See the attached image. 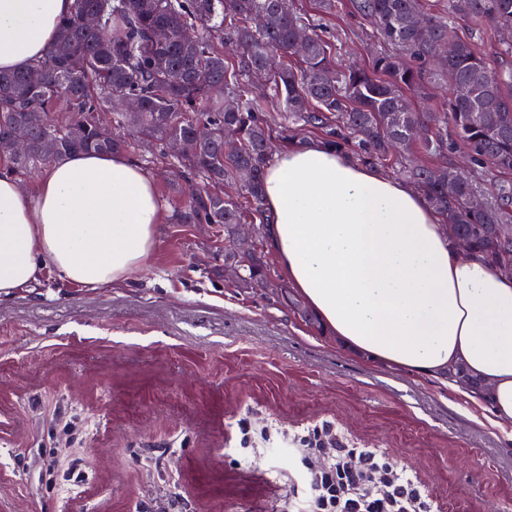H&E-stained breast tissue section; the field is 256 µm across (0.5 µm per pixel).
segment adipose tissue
Instances as JSON below:
<instances>
[{"instance_id":"obj_1","label":"adipose tissue","mask_w":512,"mask_h":512,"mask_svg":"<svg viewBox=\"0 0 512 512\" xmlns=\"http://www.w3.org/2000/svg\"><path fill=\"white\" fill-rule=\"evenodd\" d=\"M72 0H0V69L56 42ZM271 245L324 327L357 350L485 385L512 425V277L459 252L426 197L321 142L276 153L262 185ZM162 208L152 176L123 154L75 153L34 191L0 175V299L51 270L101 288L142 269Z\"/></svg>"}]
</instances>
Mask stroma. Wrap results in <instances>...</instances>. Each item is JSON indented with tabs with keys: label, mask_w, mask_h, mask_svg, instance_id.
I'll use <instances>...</instances> for the list:
<instances>
[{
	"label": "stroma",
	"mask_w": 512,
	"mask_h": 512,
	"mask_svg": "<svg viewBox=\"0 0 512 512\" xmlns=\"http://www.w3.org/2000/svg\"><path fill=\"white\" fill-rule=\"evenodd\" d=\"M291 0L337 67L383 51L335 0ZM165 219L142 270L103 288L44 273L0 300V512H290L318 439L392 463L427 512H512V430L480 395L318 335L224 281V231L145 155Z\"/></svg>",
	"instance_id": "stroma-1"
}]
</instances>
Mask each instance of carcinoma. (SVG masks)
I'll list each match as a JSON object with an SVG mask.
<instances>
[{
    "label": "carcinoma",
    "instance_id": "carcinoma-1",
    "mask_svg": "<svg viewBox=\"0 0 512 512\" xmlns=\"http://www.w3.org/2000/svg\"><path fill=\"white\" fill-rule=\"evenodd\" d=\"M442 13L429 0H355L353 8L388 50L369 67L336 71L330 43L289 0H74L58 24L56 46L19 71H0V157L14 172L49 165L76 152L121 153L163 145L175 137H209L173 159L172 186L185 193L173 224L224 225V261L233 257L229 232L250 221L269 236L272 216L262 194L263 176L276 145L297 146L299 126L354 162L393 169L423 193L445 224H453L469 249L498 268L512 262V240L498 229L512 224V191L482 190L480 177H458V167L414 166L416 146L437 157L464 149L472 163L498 176L512 174V72L489 66L477 45L456 35L454 18L476 20L497 34L512 33V0H446ZM96 13L95 28L83 18ZM260 16L265 25L251 20ZM164 29L163 42L153 39ZM196 29L195 39L186 32ZM307 33L301 59L292 63L297 31ZM451 42L450 56L439 46ZM68 46L64 54L57 47ZM448 83L444 112L426 116L410 107L423 67ZM236 99L234 108L224 97ZM495 106L485 110L480 98ZM132 99L134 112L98 114L116 99ZM64 100L70 116L54 118ZM280 107V119L271 110ZM452 126L457 142L440 136L415 139L427 123ZM26 130L28 150L12 153L14 132ZM474 196L482 204L471 203ZM248 288L269 276L264 255L246 271Z\"/></svg>",
    "mask_w": 512,
    "mask_h": 512
}]
</instances>
